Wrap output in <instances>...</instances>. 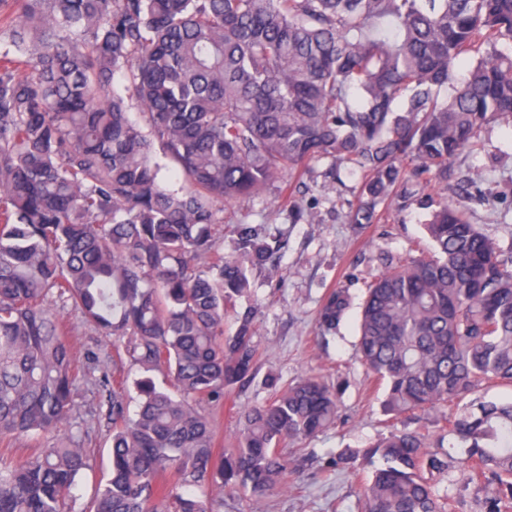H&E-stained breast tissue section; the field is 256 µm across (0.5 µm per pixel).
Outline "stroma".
<instances>
[{
	"mask_svg": "<svg viewBox=\"0 0 512 512\" xmlns=\"http://www.w3.org/2000/svg\"><path fill=\"white\" fill-rule=\"evenodd\" d=\"M481 136L487 143L486 153L468 156L465 164L485 169L494 190L512 200V127L496 122L484 128ZM327 169V162L314 164L312 172L296 185V197L311 207L312 220L292 223L288 203L274 185L262 194L224 206L225 223L262 224L287 241L275 272L254 271L250 294L236 299L231 308L235 314L249 308L256 312L260 373L275 372L285 384L314 374L342 389L335 425L306 442L300 453V472L286 490L271 497L268 512H357L360 474L323 471L322 460L330 452L366 447L388 433L392 421L382 406L383 385L374 381L357 357L354 322L323 336L316 330L317 313L325 295L347 276L364 279L374 274L379 253L430 248L422 230L428 211L414 203L401 210L390 209L377 224L347 223L348 203L361 176L343 168L333 177ZM59 315L69 327L68 341L75 352L96 351L101 368L111 369V340L86 325L72 309L60 310ZM78 388L67 427L81 433L94 456L71 507L73 512H89L97 489L108 478L111 435L99 418L102 397L98 389L85 380ZM269 396L260 378L232 387L223 406L210 411L219 445H230L238 437L237 408Z\"/></svg>",
	"mask_w": 512,
	"mask_h": 512,
	"instance_id": "1",
	"label": "stroma"
}]
</instances>
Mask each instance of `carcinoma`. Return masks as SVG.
I'll return each mask as SVG.
<instances>
[{
  "mask_svg": "<svg viewBox=\"0 0 512 512\" xmlns=\"http://www.w3.org/2000/svg\"><path fill=\"white\" fill-rule=\"evenodd\" d=\"M507 45L512 0H0V441L43 440L0 455V512H67L90 467L82 439L58 433L78 373L55 306L119 348L97 378L112 464L90 512H219L226 493L263 512L288 488L286 443L335 422L338 390L269 372L273 396L217 447L203 406L259 371L254 313L228 331V306L284 248L234 224L226 256L217 226L224 203L276 182L309 219L282 177L320 160L362 174L351 224L430 207L431 253L384 254L359 304V358L405 421L333 458L382 460L358 512H458L454 466L479 512H512V400L480 395L512 386V247L471 223L467 203L493 193L456 166L484 150L483 127L512 121ZM358 283L325 296L322 335ZM432 412L446 445L411 426Z\"/></svg>",
  "mask_w": 512,
  "mask_h": 512,
  "instance_id": "cac0c4a2",
  "label": "carcinoma"
}]
</instances>
